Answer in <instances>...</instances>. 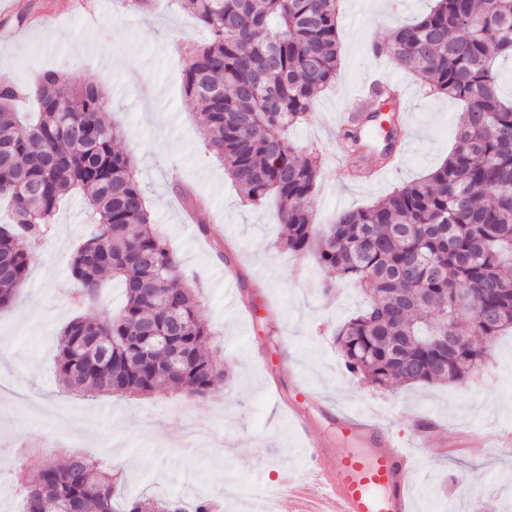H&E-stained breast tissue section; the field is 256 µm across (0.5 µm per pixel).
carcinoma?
Returning a JSON list of instances; mask_svg holds the SVG:
<instances>
[{
  "mask_svg": "<svg viewBox=\"0 0 512 512\" xmlns=\"http://www.w3.org/2000/svg\"><path fill=\"white\" fill-rule=\"evenodd\" d=\"M207 31L183 73L206 147L243 200L277 205L280 245L313 251L331 292L351 285L366 304L335 333L353 376L373 387L460 383L484 367L496 340L512 332V99L499 94L496 61L512 56V0H435L422 18L393 29L374 52L416 74L430 93L464 104L455 146L426 178L395 188L322 227L309 200L325 158L296 146L290 130L336 79L341 0H176ZM378 83L347 134L363 155L362 132L391 101ZM19 90L0 77V309L27 283L32 245L53 223L60 200L80 193L94 231L71 253L78 303L93 307L104 281L123 289L122 306L85 314L62 330L56 374L80 392L149 398L168 387L205 398L224 381V360L209 352L200 319L201 286L187 281L153 223L131 159L115 148L119 128L102 121L109 96L58 71L26 90L34 112H17ZM184 207L200 231L201 200ZM474 298L472 315H453L451 291ZM152 335L149 342L144 336ZM441 336H453L449 344ZM120 472L80 454L46 462L22 483L26 512H214L208 496L115 501Z\"/></svg>",
  "mask_w": 512,
  "mask_h": 512,
  "instance_id": "obj_1",
  "label": "carcinoma"
}]
</instances>
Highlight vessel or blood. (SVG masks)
Segmentation results:
<instances>
[{"label": "vessel or blood", "instance_id": "vessel-or-blood-1", "mask_svg": "<svg viewBox=\"0 0 512 512\" xmlns=\"http://www.w3.org/2000/svg\"><path fill=\"white\" fill-rule=\"evenodd\" d=\"M304 436L303 466L318 477L309 490L315 512H412L414 469L410 443L364 415H337L336 426L361 442L360 452L327 448L312 422L289 406Z\"/></svg>", "mask_w": 512, "mask_h": 512}]
</instances>
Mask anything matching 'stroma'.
<instances>
[{
	"instance_id": "obj_1",
	"label": "stroma",
	"mask_w": 512,
	"mask_h": 512,
	"mask_svg": "<svg viewBox=\"0 0 512 512\" xmlns=\"http://www.w3.org/2000/svg\"><path fill=\"white\" fill-rule=\"evenodd\" d=\"M127 2L0 0V76L25 87L38 72L59 68L73 83L95 82L109 91L104 119L120 127V147L136 167L170 251L204 282L201 317L231 372L220 399L176 390L147 399L81 397L61 384L54 371L58 335L77 313L67 263L90 224L83 198L73 197L60 203L36 248L28 282L0 311V449L26 461L29 481L37 478L42 445L56 441V463L77 450L122 469L120 497L175 496L189 503L208 494L220 512H259L257 487L306 477L304 446L285 408L295 401L334 449L354 445L337 430L336 410L408 434L417 433L420 420H432L435 430L416 451L415 512H443L448 505L454 512H512V456L477 463L472 449L455 445L464 434L491 440L512 431V335L500 337L484 368L463 384H398L382 392L354 378L326 328L362 303L361 292L321 291L313 255L278 247L275 201L245 204L204 145L194 120L199 106L185 95L181 73L205 31L174 0H151L145 13ZM431 6L432 0H386L381 8L376 0H342L336 79L291 132L326 157L310 203L316 223L373 204L424 177L451 152L460 103L429 93L413 74L373 53L397 23ZM377 81L407 91L412 140L391 176L354 181L337 124L359 109ZM175 170L206 201L209 236L184 223L170 184ZM229 288L241 312L227 309ZM304 391L319 404L301 399ZM186 410L216 430L219 444L186 434Z\"/></svg>"
}]
</instances>
